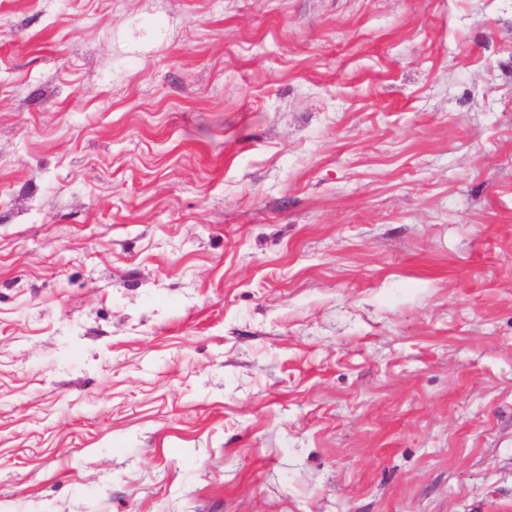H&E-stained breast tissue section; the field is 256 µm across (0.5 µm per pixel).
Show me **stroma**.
<instances>
[{
	"instance_id": "stroma-1",
	"label": "stroma",
	"mask_w": 512,
	"mask_h": 512,
	"mask_svg": "<svg viewBox=\"0 0 512 512\" xmlns=\"http://www.w3.org/2000/svg\"><path fill=\"white\" fill-rule=\"evenodd\" d=\"M0 512H512V0H0Z\"/></svg>"
}]
</instances>
